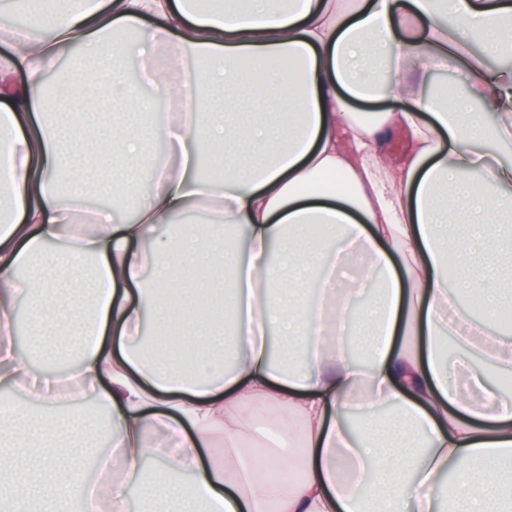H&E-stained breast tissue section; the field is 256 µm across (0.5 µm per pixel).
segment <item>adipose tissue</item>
I'll list each match as a JSON object with an SVG mask.
<instances>
[{
    "mask_svg": "<svg viewBox=\"0 0 512 512\" xmlns=\"http://www.w3.org/2000/svg\"><path fill=\"white\" fill-rule=\"evenodd\" d=\"M476 40L512 55V0H69L1 35L0 444L23 451H0V512H86L92 497L112 512H512V396L438 349L446 334L512 368V337L458 304L512 302L511 289L488 293L476 249L512 215L499 153L512 146V68L489 67ZM159 44L195 66L169 81L148 65ZM69 52L73 70H111L102 90L47 93ZM133 57L147 66L136 86ZM433 64L462 86L427 90L417 70ZM158 95L192 108L159 121ZM375 101L385 109L358 111ZM241 112L264 122L242 126ZM155 124L169 146L158 162ZM218 152L222 180L201 178ZM125 166L147 185L131 217L79 223L69 196ZM189 214L200 227L157 237ZM201 265L224 267L226 296L191 287ZM22 302L32 343L68 339L64 371L17 346ZM63 376L77 383L64 398ZM89 397L103 419L71 430L107 437L112 470L91 482L51 415ZM257 400L295 427L258 429L245 410ZM158 429L171 448L153 443ZM262 466L297 476L261 478Z\"/></svg>",
    "mask_w": 512,
    "mask_h": 512,
    "instance_id": "adipose-tissue-1",
    "label": "adipose tissue"
}]
</instances>
